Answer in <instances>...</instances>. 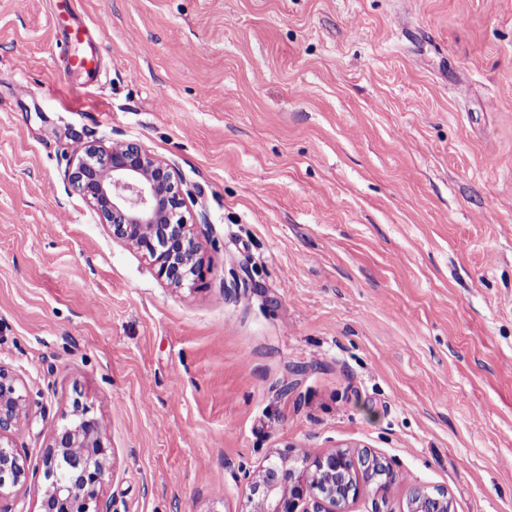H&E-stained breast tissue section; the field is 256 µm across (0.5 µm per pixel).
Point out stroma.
Wrapping results in <instances>:
<instances>
[{"instance_id":"stroma-1","label":"stroma","mask_w":512,"mask_h":512,"mask_svg":"<svg viewBox=\"0 0 512 512\" xmlns=\"http://www.w3.org/2000/svg\"><path fill=\"white\" fill-rule=\"evenodd\" d=\"M0 0V363L30 470L81 398L112 512H247L266 458L369 449L404 512H512V0ZM141 142L208 219L173 288L66 171ZM54 18L64 24L67 31L66 40L72 44L67 45V69L70 73L81 77L85 82L92 81L99 73L98 59L95 54L85 49L89 38V29L86 24L78 21L71 3L58 4V12ZM452 501L444 494L441 497L422 488L414 487L408 497L407 512H453Z\"/></svg>"}]
</instances>
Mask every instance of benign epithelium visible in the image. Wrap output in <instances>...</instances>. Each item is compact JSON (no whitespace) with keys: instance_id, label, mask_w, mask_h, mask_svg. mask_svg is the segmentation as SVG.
<instances>
[{"instance_id":"7a95c632","label":"benign epithelium","mask_w":512,"mask_h":512,"mask_svg":"<svg viewBox=\"0 0 512 512\" xmlns=\"http://www.w3.org/2000/svg\"><path fill=\"white\" fill-rule=\"evenodd\" d=\"M72 191L93 207L112 239L151 260L157 276L175 287L202 275V245L194 226L206 216L190 205L178 172L144 145L115 140L73 150L66 172ZM74 399L66 423L44 451L39 512H112L102 486L110 469L101 422ZM30 424V398L16 374L0 364V512H27L15 488L35 480L17 441ZM385 459L370 451L334 450L317 457L300 450L267 458L250 485L249 512H348L362 486L390 478ZM407 512H453L452 501L419 487Z\"/></svg>"}]
</instances>
